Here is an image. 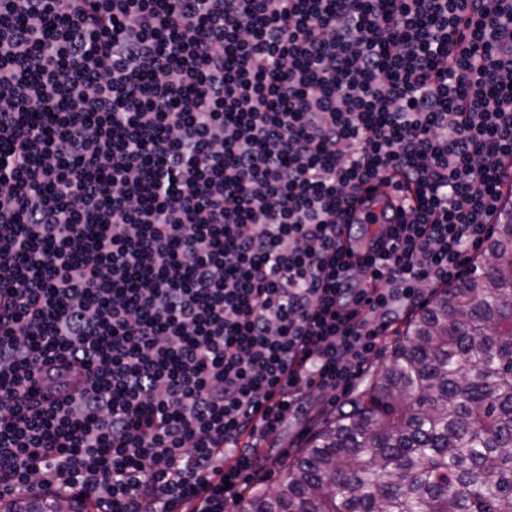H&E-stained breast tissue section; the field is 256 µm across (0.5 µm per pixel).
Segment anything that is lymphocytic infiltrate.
Segmentation results:
<instances>
[{
	"label": "lymphocytic infiltrate",
	"mask_w": 512,
	"mask_h": 512,
	"mask_svg": "<svg viewBox=\"0 0 512 512\" xmlns=\"http://www.w3.org/2000/svg\"><path fill=\"white\" fill-rule=\"evenodd\" d=\"M509 178L512 0H0V494L230 512Z\"/></svg>",
	"instance_id": "1"
}]
</instances>
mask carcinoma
Here are the masks:
<instances>
[{"label":"carcinoma","instance_id":"1","mask_svg":"<svg viewBox=\"0 0 512 512\" xmlns=\"http://www.w3.org/2000/svg\"><path fill=\"white\" fill-rule=\"evenodd\" d=\"M237 512H512V211ZM47 499L6 512H59Z\"/></svg>","mask_w":512,"mask_h":512}]
</instances>
